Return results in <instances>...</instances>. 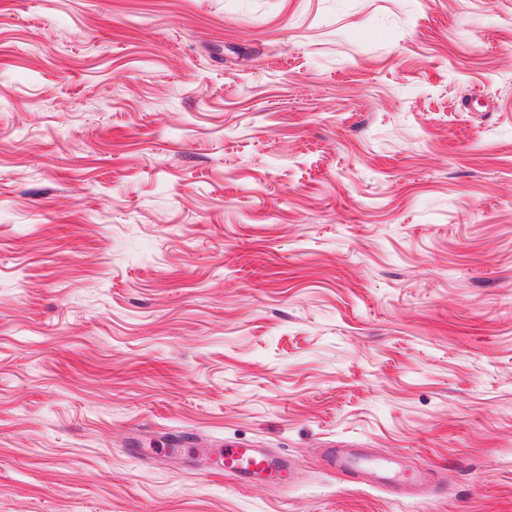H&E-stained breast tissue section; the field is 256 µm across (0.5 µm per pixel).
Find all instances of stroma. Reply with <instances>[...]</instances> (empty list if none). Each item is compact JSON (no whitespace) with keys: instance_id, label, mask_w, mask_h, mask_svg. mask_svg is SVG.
<instances>
[{"instance_id":"1","label":"stroma","mask_w":512,"mask_h":512,"mask_svg":"<svg viewBox=\"0 0 512 512\" xmlns=\"http://www.w3.org/2000/svg\"><path fill=\"white\" fill-rule=\"evenodd\" d=\"M426 505L512 512V0H0V512ZM207 449L211 450V459L221 461L224 475L232 476L238 481L268 479L279 489H286L292 483L288 464H276L275 458L262 448H245L238 443L229 442L218 448ZM323 461L328 467L341 472L362 469L368 478L381 484L415 489L428 483L424 472L416 470L399 476L400 471L396 470L390 462L370 458L363 449L342 451L336 448H325Z\"/></svg>"}]
</instances>
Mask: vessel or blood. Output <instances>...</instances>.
Here are the masks:
<instances>
[{
    "mask_svg": "<svg viewBox=\"0 0 512 512\" xmlns=\"http://www.w3.org/2000/svg\"><path fill=\"white\" fill-rule=\"evenodd\" d=\"M211 457L222 463L225 475L241 482H249L255 478L268 479L280 489L288 488L291 483L288 465L276 463L271 454L260 448H245L238 443L229 442L225 446L212 449ZM324 462L328 467L341 472L364 470L368 478L381 484L415 489L427 483L424 472L416 470L405 474L399 473L390 462L370 458L360 449L352 451L325 449Z\"/></svg>",
    "mask_w": 512,
    "mask_h": 512,
    "instance_id": "obj_1",
    "label": "vessel or blood"
}]
</instances>
